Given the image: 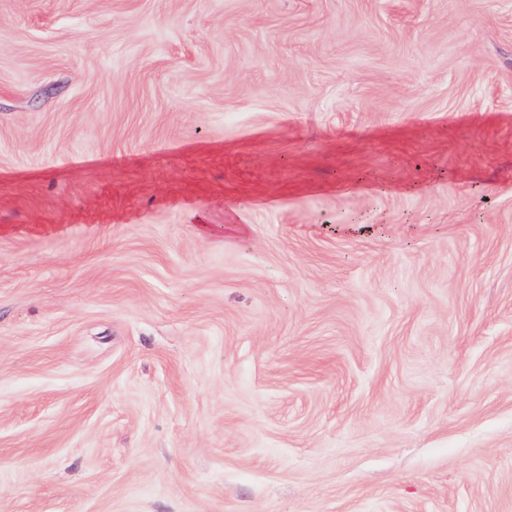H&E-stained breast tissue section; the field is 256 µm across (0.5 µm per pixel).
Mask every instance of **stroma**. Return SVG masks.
Returning <instances> with one entry per match:
<instances>
[{
	"label": "stroma",
	"instance_id": "obj_1",
	"mask_svg": "<svg viewBox=\"0 0 512 512\" xmlns=\"http://www.w3.org/2000/svg\"><path fill=\"white\" fill-rule=\"evenodd\" d=\"M0 512H512V0H0Z\"/></svg>",
	"mask_w": 512,
	"mask_h": 512
}]
</instances>
